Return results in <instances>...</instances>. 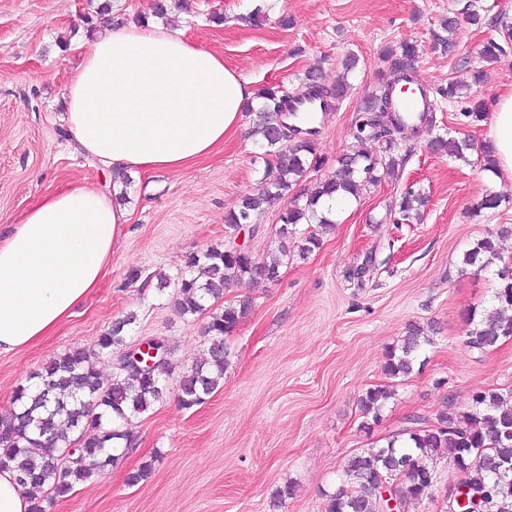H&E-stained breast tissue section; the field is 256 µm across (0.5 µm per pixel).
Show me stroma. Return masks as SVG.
I'll return each mask as SVG.
<instances>
[{
	"label": "stroma",
	"mask_w": 512,
	"mask_h": 512,
	"mask_svg": "<svg viewBox=\"0 0 512 512\" xmlns=\"http://www.w3.org/2000/svg\"><path fill=\"white\" fill-rule=\"evenodd\" d=\"M256 10L261 24L246 23ZM471 12L512 23V0H189L187 9L172 11L171 27L223 53L225 65L256 90L276 84L290 90L310 72L331 85L347 54L359 59L349 93L317 137L319 167L242 234L254 257L277 249L281 214L355 147L353 120L387 68L385 49L415 43V71L435 90L485 71L472 93L494 112L499 94L512 87V43L497 62L482 61V44L496 32L470 25ZM88 15L85 0H0V233L46 193L75 181L100 187L130 213L102 286L38 345L0 354V413L51 359L92 347L129 312L137 317L136 339L164 341L178 368L199 361L205 322L181 316L174 288L159 289L158 278L175 276L189 255L224 244L226 213L257 187L265 169L245 132L185 170L133 173L125 183L77 152L62 99L82 45L104 31ZM450 16L459 29L456 47L446 53L434 40ZM469 107L465 99L437 98L436 124L485 141L489 124H470ZM431 138L408 137L410 156L399 176L383 178L354 201L321 233L318 249L283 264L277 281L244 278L228 288L225 301L248 297L252 307L226 338L232 360L223 388L184 409L169 387L137 419L138 449L119 467L77 484L49 512H326L352 455L384 445L413 420L434 422L446 405L467 411L477 392L512 393V339L484 352L468 345L467 315L490 307L494 279L491 270L463 263L476 240L512 226V181L474 160L438 157ZM409 187L428 197L422 219L394 223L390 210ZM491 191L503 193L504 202L480 209ZM370 252L375 263L363 286L348 282L347 271ZM413 325L428 342L412 373L386 375L388 350ZM375 386L391 397L367 430L359 400ZM149 459V478L129 485L128 474ZM433 466L430 495L406 512H446L449 485L466 478L446 458ZM287 483L294 496L275 505L276 490Z\"/></svg>",
	"instance_id": "obj_1"
}]
</instances>
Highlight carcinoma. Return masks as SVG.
I'll list each match as a JSON object with an SVG mask.
<instances>
[{"instance_id": "cac0c4a2", "label": "carcinoma", "mask_w": 512, "mask_h": 512, "mask_svg": "<svg viewBox=\"0 0 512 512\" xmlns=\"http://www.w3.org/2000/svg\"><path fill=\"white\" fill-rule=\"evenodd\" d=\"M416 44L401 43L399 50L387 53L388 77L356 112L353 137L377 148L346 152L338 159L335 173L314 183L304 203H295L280 217L276 230L277 251L257 259L228 243L210 247L190 256L177 276L160 278L159 290L177 288L174 306L182 316L206 319L205 357L184 369L178 376L179 405L184 409L205 403L207 397L224 386V374L231 365L232 354L224 342L240 320L251 309L249 298L224 302V292L246 277L256 282L278 279L280 267L291 257L304 258L320 244L310 234L295 244L300 224H319L329 228L335 221L318 210L324 197L359 198L363 191L378 185L382 177L398 176L407 155L399 153L405 134L418 135L435 126L433 110L428 108L413 117L397 109V100L389 97V89L413 72ZM357 57L348 55L342 64L343 74L328 87L308 75V85L293 93L281 85L261 90V106L256 112L253 135L263 150L264 175L256 191L243 196L238 205L226 213L225 228L235 234L249 224L267 206L282 199L291 187L311 168L318 166L313 128L288 127L281 123L288 101L300 95L319 101L326 109L346 97L349 73L355 69ZM433 151L463 162L474 153L483 161V170L496 172L492 150L485 143L459 138L446 132L431 140ZM426 197L407 189L398 203L402 219L418 220ZM499 258L494 236H486L469 249L463 258L466 265L485 268ZM496 282L491 308L468 316V344L478 351L495 347L512 338V260L501 261L494 270ZM136 316L129 313L112 323L91 348H73L51 360L37 381L19 386L13 396L16 409L0 417V469L10 468L24 488L39 491L45 497L33 499L31 512H46L45 504L66 498L76 484L90 479L107 466L118 465L138 446L134 420L163 400L175 364L168 358L144 373L125 368L105 381L94 369L91 359L110 357L128 350L130 331ZM424 338L423 329L413 325L403 343L387 353L384 371L391 375L412 372ZM390 393L383 387L368 389L360 398L364 424L380 420ZM444 456L456 468L469 473L462 482L469 499L456 510L474 508V500L490 504L489 512H512V404L493 391H481L473 397L471 409H453L437 415L436 423L401 432L386 445L370 448L348 459L343 467L342 485L329 498L327 512H380L379 484L389 485L391 495L401 509L418 501L434 486V469L428 459Z\"/></svg>"}]
</instances>
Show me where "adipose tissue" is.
Here are the masks:
<instances>
[{
  "mask_svg": "<svg viewBox=\"0 0 512 512\" xmlns=\"http://www.w3.org/2000/svg\"><path fill=\"white\" fill-rule=\"evenodd\" d=\"M66 95L79 150L115 172L177 171L223 148L254 92L221 54L181 30L108 22L84 46ZM498 178L512 180V89L492 115ZM125 209L75 182L49 192L0 238V353L29 347L71 318L110 268Z\"/></svg>",
  "mask_w": 512,
  "mask_h": 512,
  "instance_id": "1",
  "label": "adipose tissue"
}]
</instances>
